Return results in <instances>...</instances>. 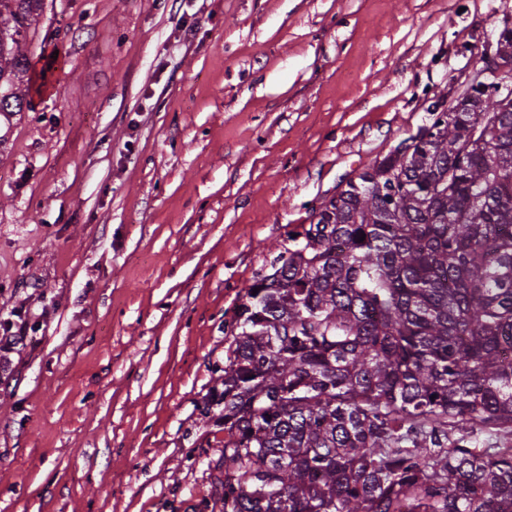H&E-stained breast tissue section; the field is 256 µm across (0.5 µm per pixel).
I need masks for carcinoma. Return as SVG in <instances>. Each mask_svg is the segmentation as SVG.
Returning a JSON list of instances; mask_svg holds the SVG:
<instances>
[{
    "mask_svg": "<svg viewBox=\"0 0 512 512\" xmlns=\"http://www.w3.org/2000/svg\"><path fill=\"white\" fill-rule=\"evenodd\" d=\"M42 2L0 0V117L35 109ZM446 103L235 306L208 512H512V112Z\"/></svg>",
    "mask_w": 512,
    "mask_h": 512,
    "instance_id": "1",
    "label": "carcinoma"
}]
</instances>
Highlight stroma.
<instances>
[{
  "instance_id": "stroma-1",
  "label": "stroma",
  "mask_w": 512,
  "mask_h": 512,
  "mask_svg": "<svg viewBox=\"0 0 512 512\" xmlns=\"http://www.w3.org/2000/svg\"><path fill=\"white\" fill-rule=\"evenodd\" d=\"M512 0H44L0 151V512H198L239 293Z\"/></svg>"
}]
</instances>
